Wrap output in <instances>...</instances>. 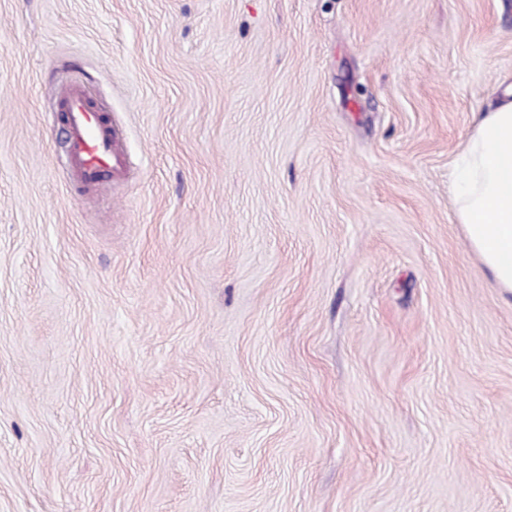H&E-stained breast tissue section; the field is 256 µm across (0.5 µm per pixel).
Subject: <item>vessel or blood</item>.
I'll return each instance as SVG.
<instances>
[{"mask_svg":"<svg viewBox=\"0 0 512 512\" xmlns=\"http://www.w3.org/2000/svg\"><path fill=\"white\" fill-rule=\"evenodd\" d=\"M63 105L69 127L67 153L72 181L85 189L111 180L113 167L120 160L111 129L103 124L79 87L65 89Z\"/></svg>","mask_w":512,"mask_h":512,"instance_id":"obj_1","label":"vessel or blood"}]
</instances>
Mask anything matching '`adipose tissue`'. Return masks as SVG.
I'll return each instance as SVG.
<instances>
[{"label":"adipose tissue","mask_w":512,"mask_h":512,"mask_svg":"<svg viewBox=\"0 0 512 512\" xmlns=\"http://www.w3.org/2000/svg\"><path fill=\"white\" fill-rule=\"evenodd\" d=\"M452 195L469 247L497 287L512 292V87L468 136Z\"/></svg>","instance_id":"ef3b65f1"}]
</instances>
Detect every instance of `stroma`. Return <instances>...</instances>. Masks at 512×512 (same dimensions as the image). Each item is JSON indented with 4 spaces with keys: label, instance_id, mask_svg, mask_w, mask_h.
<instances>
[{
    "label": "stroma",
    "instance_id": "stroma-1",
    "mask_svg": "<svg viewBox=\"0 0 512 512\" xmlns=\"http://www.w3.org/2000/svg\"><path fill=\"white\" fill-rule=\"evenodd\" d=\"M502 80L512 0H0V512H512L450 190ZM69 139V175L80 188L102 185L112 180L114 164L120 162L112 129L102 123L99 112L83 91L70 86L63 92Z\"/></svg>",
    "mask_w": 512,
    "mask_h": 512
}]
</instances>
